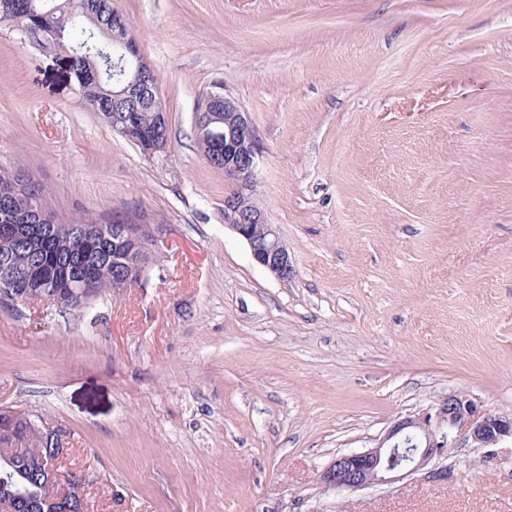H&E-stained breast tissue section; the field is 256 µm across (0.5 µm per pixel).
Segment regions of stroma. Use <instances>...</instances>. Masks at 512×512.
I'll return each instance as SVG.
<instances>
[{"label": "stroma", "instance_id": "1", "mask_svg": "<svg viewBox=\"0 0 512 512\" xmlns=\"http://www.w3.org/2000/svg\"><path fill=\"white\" fill-rule=\"evenodd\" d=\"M160 78L145 157L66 54L0 26V164L58 218L157 238L145 283L66 310L0 299V405L70 435L88 512H512V441L448 477L323 489L339 454L451 392L512 415V0H114ZM262 152L281 282L224 226L215 89Z\"/></svg>", "mask_w": 512, "mask_h": 512}]
</instances>
